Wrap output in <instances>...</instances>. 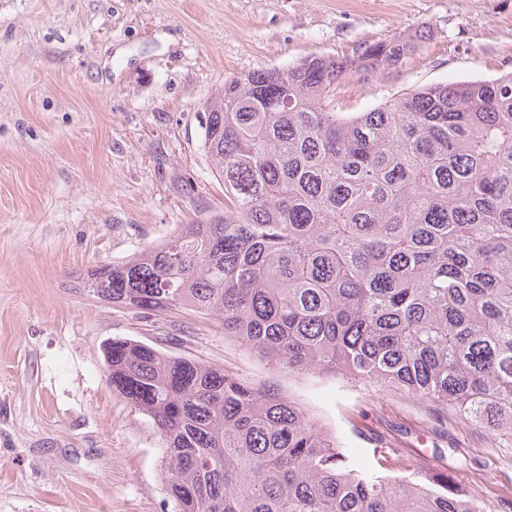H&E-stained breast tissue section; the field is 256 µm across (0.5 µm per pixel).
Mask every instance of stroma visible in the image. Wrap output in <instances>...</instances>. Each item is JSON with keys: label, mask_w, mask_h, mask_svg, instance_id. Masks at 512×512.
Wrapping results in <instances>:
<instances>
[{"label": "stroma", "mask_w": 512, "mask_h": 512, "mask_svg": "<svg viewBox=\"0 0 512 512\" xmlns=\"http://www.w3.org/2000/svg\"><path fill=\"white\" fill-rule=\"evenodd\" d=\"M411 56L350 78L340 112L512 72V0H0V512H175L147 421L104 377L132 338L268 381L359 463L372 437L457 449L484 505L512 497V438L354 379L278 371L194 315L139 317L72 290L224 208L202 106L225 79L412 32Z\"/></svg>", "instance_id": "1"}]
</instances>
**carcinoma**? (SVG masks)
Here are the masks:
<instances>
[{"label":"carcinoma","mask_w":512,"mask_h":512,"mask_svg":"<svg viewBox=\"0 0 512 512\" xmlns=\"http://www.w3.org/2000/svg\"><path fill=\"white\" fill-rule=\"evenodd\" d=\"M420 35L224 80L203 149L224 211L75 288L144 319L189 308L274 368L378 383L512 437V73L338 112ZM104 376L154 428L178 512H484L379 443L361 469L267 383L131 338Z\"/></svg>","instance_id":"1"}]
</instances>
